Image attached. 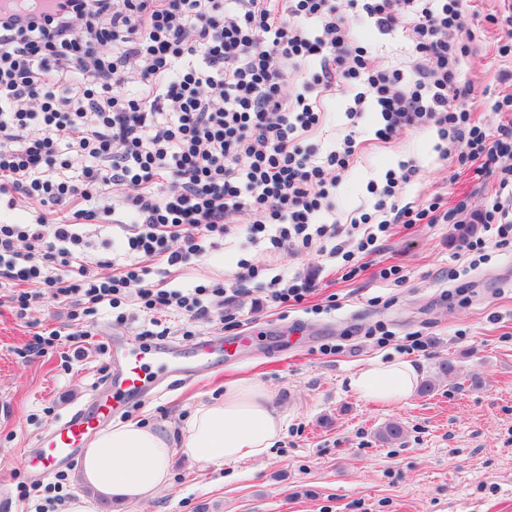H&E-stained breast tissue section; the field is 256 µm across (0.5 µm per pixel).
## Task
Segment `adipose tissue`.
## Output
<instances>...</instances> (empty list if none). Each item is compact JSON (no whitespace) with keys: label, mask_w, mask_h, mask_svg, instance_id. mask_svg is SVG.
<instances>
[{"label":"adipose tissue","mask_w":512,"mask_h":512,"mask_svg":"<svg viewBox=\"0 0 512 512\" xmlns=\"http://www.w3.org/2000/svg\"><path fill=\"white\" fill-rule=\"evenodd\" d=\"M420 379L418 366L400 359L361 368L349 386L366 401L393 407L413 397ZM283 425L264 385L238 382L222 398L197 407L181 433L167 425L135 422L99 431L87 443L79 474L102 498L136 503L151 498L167 482L174 454L201 466L260 460L278 441Z\"/></svg>","instance_id":"adipose-tissue-1"}]
</instances>
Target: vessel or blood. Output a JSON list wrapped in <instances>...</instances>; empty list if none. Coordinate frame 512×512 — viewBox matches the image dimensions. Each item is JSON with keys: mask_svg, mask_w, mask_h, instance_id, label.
<instances>
[{"mask_svg": "<svg viewBox=\"0 0 512 512\" xmlns=\"http://www.w3.org/2000/svg\"><path fill=\"white\" fill-rule=\"evenodd\" d=\"M111 373L106 383L107 395L95 398L90 405L69 413L43 444L39 457L32 460L26 477L36 482L49 476L53 468L75 463L88 434L100 423L114 419L131 398H143L158 391L162 380L177 383L197 370L223 357L224 343L209 338L197 342L193 351L174 344L159 345L144 351L128 338L108 342Z\"/></svg>", "mask_w": 512, "mask_h": 512, "instance_id": "vessel-or-blood-1", "label": "vessel or blood"}]
</instances>
